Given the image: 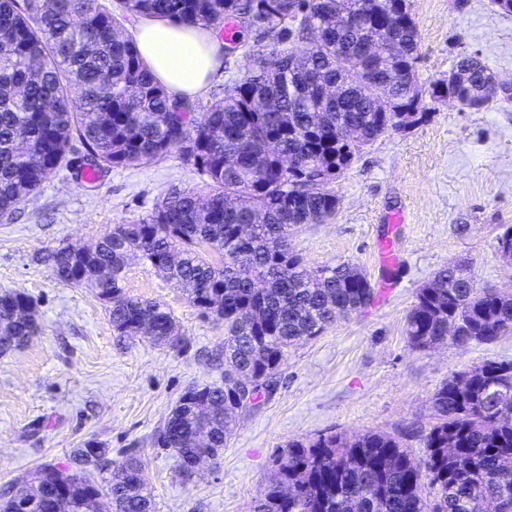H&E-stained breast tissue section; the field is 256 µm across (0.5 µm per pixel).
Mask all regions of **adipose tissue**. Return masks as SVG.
I'll list each match as a JSON object with an SVG mask.
<instances>
[{"label": "adipose tissue", "mask_w": 512, "mask_h": 512, "mask_svg": "<svg viewBox=\"0 0 512 512\" xmlns=\"http://www.w3.org/2000/svg\"><path fill=\"white\" fill-rule=\"evenodd\" d=\"M136 46L158 80L179 96H196L221 66L223 43L205 28L145 19Z\"/></svg>", "instance_id": "obj_1"}]
</instances>
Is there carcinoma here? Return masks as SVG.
I'll return each mask as SVG.
<instances>
[{
  "mask_svg": "<svg viewBox=\"0 0 512 512\" xmlns=\"http://www.w3.org/2000/svg\"><path fill=\"white\" fill-rule=\"evenodd\" d=\"M354 13L386 20L384 40L400 51L364 55L363 45L380 31L351 27ZM130 16L217 33L247 16L266 44L225 48L253 53L256 68L198 120L192 103L170 93L123 34ZM316 28L319 39L298 51ZM418 48L409 0H115L109 6L102 0H0V221L11 220L51 174L69 166L75 139L98 169L178 152L204 179L206 206L197 192L173 189L142 222L113 225L99 244L96 297L108 296L106 309L122 336L156 342L178 330L163 304L126 294L127 261L139 257L184 291L202 316L224 323V364L257 379L250 398L257 406L290 346L317 337L374 298L369 280L349 264L308 270L285 234L332 220L339 198L327 185L365 146L400 129L392 112L373 108V99L387 95L413 108L411 125L422 119V90L408 81L415 77ZM452 69L459 80L434 86L431 95H451L468 110L487 107L495 86L490 68L464 55ZM327 82L338 85L339 100L324 96ZM74 90L76 112L69 107ZM349 128L362 141H347ZM240 224L252 225V233L237 241ZM170 253L177 257L172 264L166 262ZM40 261L59 281L84 284L85 267L68 247L51 249ZM448 271L436 275L439 287L417 294L405 328L413 347L448 339L458 346L491 343L512 331L511 291L462 283ZM32 304L24 292L0 293L1 313ZM250 310L258 319L242 323ZM35 330L17 321L0 335V353L13 348L11 337ZM460 375L465 381L454 375L433 396L436 422L422 435L421 460L384 432L291 440L257 512H512V396L483 413L488 387L512 378V360H487ZM237 395L227 369L223 383L190 385L181 395L156 443L174 453L184 475H192L200 427L208 429L213 456L224 448ZM219 400L224 416L206 423L191 410ZM93 452L108 456L104 448H77L68 464L31 473L46 487L42 512L60 500L59 485L70 512H84L94 491L102 512H152L137 462L109 460L102 488L85 476ZM283 484L296 486L294 498L281 496Z\"/></svg>",
  "mask_w": 512,
  "mask_h": 512,
  "instance_id": "carcinoma-1",
  "label": "carcinoma"
}]
</instances>
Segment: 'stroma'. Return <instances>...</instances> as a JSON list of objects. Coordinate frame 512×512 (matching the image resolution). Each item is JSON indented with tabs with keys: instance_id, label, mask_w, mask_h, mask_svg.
I'll use <instances>...</instances> for the list:
<instances>
[{
	"instance_id": "stroma-1",
	"label": "stroma",
	"mask_w": 512,
	"mask_h": 512,
	"mask_svg": "<svg viewBox=\"0 0 512 512\" xmlns=\"http://www.w3.org/2000/svg\"><path fill=\"white\" fill-rule=\"evenodd\" d=\"M410 3L424 120L367 146L332 185L340 198L335 219L291 238L309 267L346 262L373 287L392 281L390 294L289 347L273 392L236 419L223 454L184 477L155 438L189 385L219 380L223 367L212 356L224 349L223 324L202 317L180 289L132 258L126 293L164 303L185 347L120 336L93 288L58 281L40 257L137 223L168 190H199L202 179L175 152L101 170L94 184L75 166L56 172L10 222H0V292L31 295L38 320L35 335L0 354V487L37 466L65 464L91 442L112 460L140 462L154 512H255L289 440L383 431L421 458L419 433L434 421L440 385L486 360H512V333L491 344L447 341L425 350L405 335L419 289L444 267L463 265L477 287L512 290V265L497 253L498 237L512 228V13L491 0ZM460 53L495 74L488 109L430 97ZM397 211L403 223H389ZM387 238L400 257L390 272L378 263Z\"/></svg>"
}]
</instances>
